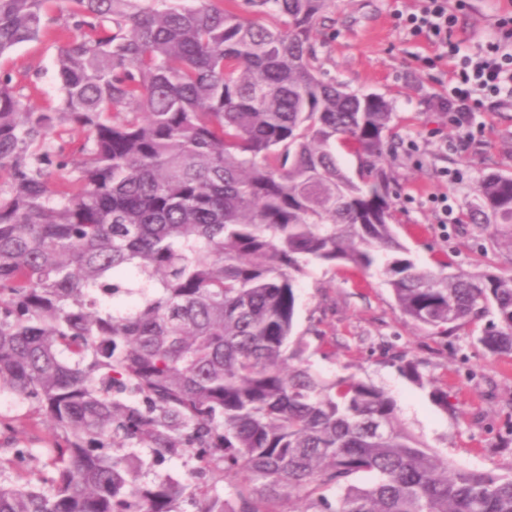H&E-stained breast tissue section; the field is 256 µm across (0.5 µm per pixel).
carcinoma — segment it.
<instances>
[{
  "label": "carcinoma",
  "instance_id": "carcinoma-1",
  "mask_svg": "<svg viewBox=\"0 0 512 512\" xmlns=\"http://www.w3.org/2000/svg\"><path fill=\"white\" fill-rule=\"evenodd\" d=\"M56 2L0 0V56L56 22L62 84L37 107L0 73V394L53 442L0 512H512V476L454 467L293 338L309 262L382 264L411 323L490 311L479 344L512 354L511 274L407 258L390 105L317 76L329 0ZM469 219L512 254V176L482 177ZM420 366L400 370L448 410ZM167 456L188 478L142 480Z\"/></svg>",
  "mask_w": 512,
  "mask_h": 512
}]
</instances>
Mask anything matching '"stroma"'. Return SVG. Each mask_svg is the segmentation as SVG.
<instances>
[{"mask_svg": "<svg viewBox=\"0 0 512 512\" xmlns=\"http://www.w3.org/2000/svg\"><path fill=\"white\" fill-rule=\"evenodd\" d=\"M421 0H331L314 42L322 78L359 93L383 96L393 112L385 140V166L395 189L394 227L418 265L451 263L453 271L512 273V257L492 248L486 232L466 218L479 179L512 175V105H484L472 126L456 125L439 109L451 84V65L424 38L400 25ZM457 24L451 33L471 54L498 35L497 22L512 0H448ZM53 36L17 46L0 58L23 102L59 99ZM295 335L324 376L353 374L384 388L401 423L461 469L512 475V356L488 354L476 341L483 320L468 319L435 337L400 313L387 277L338 265L313 264L298 279ZM421 361L425 378L447 388L449 409L398 370L399 359ZM43 426L0 436V470L35 479L40 458L19 466L15 444L40 448Z\"/></svg>", "mask_w": 512, "mask_h": 512, "instance_id": "35a3bbf8", "label": "stroma"}]
</instances>
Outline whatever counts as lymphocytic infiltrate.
Masks as SVG:
<instances>
[{"label":"lymphocytic infiltrate","instance_id":"obj_1","mask_svg":"<svg viewBox=\"0 0 512 512\" xmlns=\"http://www.w3.org/2000/svg\"><path fill=\"white\" fill-rule=\"evenodd\" d=\"M456 22L448 0H422L418 12L402 19L412 36L425 37L442 56L454 61L455 80L439 106L452 113L457 124L468 125L473 122L481 99L494 100L499 106L512 103V16L499 19L501 38L475 56L461 54L458 44L450 40L449 33Z\"/></svg>","mask_w":512,"mask_h":512}]
</instances>
